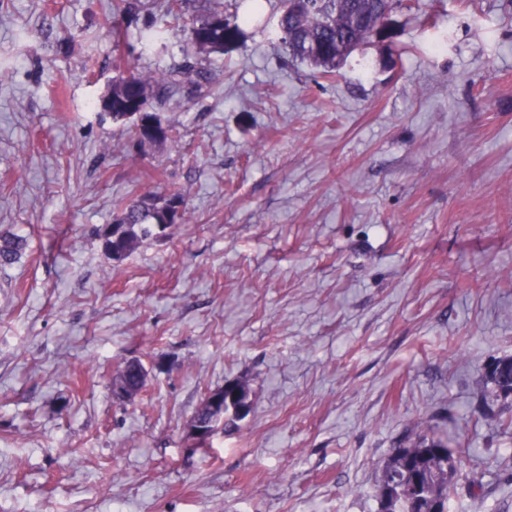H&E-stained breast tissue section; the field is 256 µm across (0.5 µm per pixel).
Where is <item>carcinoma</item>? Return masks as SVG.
Returning <instances> with one entry per match:
<instances>
[{"label": "carcinoma", "instance_id": "carcinoma-1", "mask_svg": "<svg viewBox=\"0 0 512 512\" xmlns=\"http://www.w3.org/2000/svg\"><path fill=\"white\" fill-rule=\"evenodd\" d=\"M279 26L286 32L282 42L291 59L306 63L327 76L337 75L347 58L358 47L374 38V29L386 20L384 0H280ZM189 42L197 54L224 53L243 36L239 25L230 22L219 11H213L191 21ZM211 81L210 70L204 60L187 61L169 70L149 85L138 76L123 79L112 85V108L109 115L120 121L123 99L135 92L144 109H150V98L164 97L183 89L200 92ZM154 93L148 92V87ZM154 197L146 193L118 208L113 223L121 229L119 241L124 256H129L144 241L157 236L173 225L159 227L158 212L148 208L145 200ZM25 247L22 238L0 235V264L15 261ZM499 362L506 369L488 371L490 382L507 397L512 394V357ZM237 396L232 404H224V417H215L212 432L231 433L238 429L243 417L231 408L252 407L248 384L236 382ZM460 456L448 445V436L434 432L419 435L410 443L393 449L383 465L377 486L379 512H449V503L460 488Z\"/></svg>", "mask_w": 512, "mask_h": 512}]
</instances>
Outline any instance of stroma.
Wrapping results in <instances>:
<instances>
[{"label":"stroma","mask_w":512,"mask_h":512,"mask_svg":"<svg viewBox=\"0 0 512 512\" xmlns=\"http://www.w3.org/2000/svg\"><path fill=\"white\" fill-rule=\"evenodd\" d=\"M144 2L0 0V232L26 240L0 267V512H377L429 430L475 483L450 512H512L486 379L512 356V0H403L332 79L289 58L278 0ZM214 10L241 41L201 94L152 99L173 139L138 141L102 98ZM171 185L186 223L113 263L117 202ZM236 379L250 414L189 447Z\"/></svg>","instance_id":"obj_1"}]
</instances>
